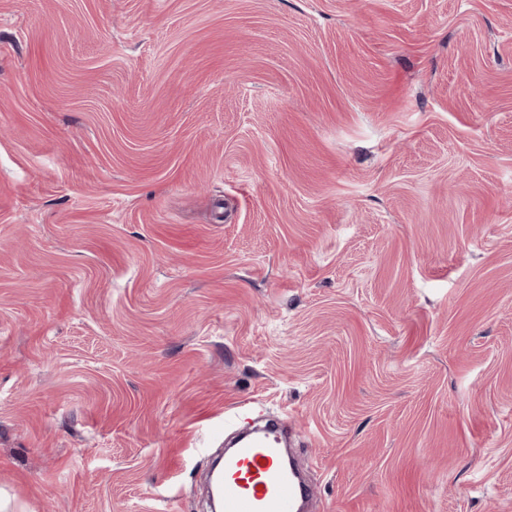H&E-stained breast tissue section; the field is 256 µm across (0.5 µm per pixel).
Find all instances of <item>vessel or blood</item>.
<instances>
[{
  "label": "vessel or blood",
  "mask_w": 512,
  "mask_h": 512,
  "mask_svg": "<svg viewBox=\"0 0 512 512\" xmlns=\"http://www.w3.org/2000/svg\"><path fill=\"white\" fill-rule=\"evenodd\" d=\"M285 429L272 422L264 432H243L224 459L222 512H300L302 481L281 460Z\"/></svg>",
  "instance_id": "obj_1"
}]
</instances>
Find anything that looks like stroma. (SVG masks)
Listing matches in <instances>:
<instances>
[{
  "mask_svg": "<svg viewBox=\"0 0 512 512\" xmlns=\"http://www.w3.org/2000/svg\"><path fill=\"white\" fill-rule=\"evenodd\" d=\"M512 512V0H0V492ZM285 429L269 424L264 433L244 431L224 458L222 512H297L309 498V488L281 460ZM302 487L307 497L301 495Z\"/></svg>",
  "mask_w": 512,
  "mask_h": 512,
  "instance_id": "35a3bbf8",
  "label": "stroma"
}]
</instances>
